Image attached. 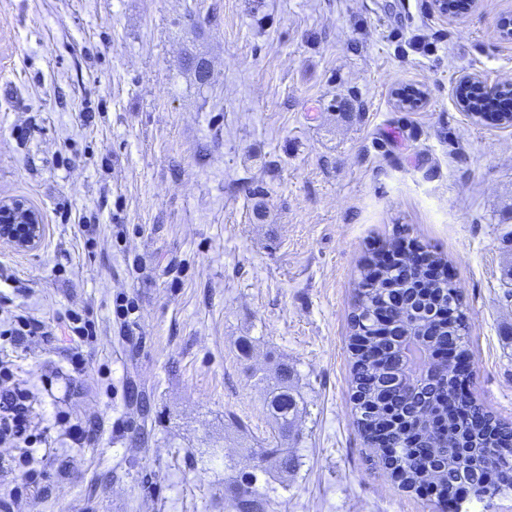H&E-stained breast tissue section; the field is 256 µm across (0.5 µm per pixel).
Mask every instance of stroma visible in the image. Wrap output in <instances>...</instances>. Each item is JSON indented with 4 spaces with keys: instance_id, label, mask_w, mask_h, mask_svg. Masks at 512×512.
<instances>
[{
    "instance_id": "35a3bbf8",
    "label": "stroma",
    "mask_w": 512,
    "mask_h": 512,
    "mask_svg": "<svg viewBox=\"0 0 512 512\" xmlns=\"http://www.w3.org/2000/svg\"><path fill=\"white\" fill-rule=\"evenodd\" d=\"M503 16L512 0H0V198L44 224L33 251L0 243V329L76 311L98 331L79 378L69 337L18 353L72 464L19 512H232L245 479L270 512H437L353 424L349 321L371 249L441 253L468 389L512 422V125L456 99L512 81ZM280 363L304 405L286 474L256 459L277 435L256 374ZM68 410L102 416L95 445L56 426Z\"/></svg>"
}]
</instances>
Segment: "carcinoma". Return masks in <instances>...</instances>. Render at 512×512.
I'll return each instance as SVG.
<instances>
[{"mask_svg": "<svg viewBox=\"0 0 512 512\" xmlns=\"http://www.w3.org/2000/svg\"><path fill=\"white\" fill-rule=\"evenodd\" d=\"M386 248L364 258L351 315L349 348L354 423L376 463L407 491L421 488L436 504L482 502L512 492V425L460 392L469 375L457 371L448 348L468 355L467 318L440 254L401 252L383 263ZM407 325L414 341L400 344ZM288 367L269 376L266 407L278 437L290 436L301 413ZM260 461L282 471L295 466L286 448L259 449ZM235 512H266L256 491L235 493Z\"/></svg>", "mask_w": 512, "mask_h": 512, "instance_id": "obj_1", "label": "carcinoma"}]
</instances>
